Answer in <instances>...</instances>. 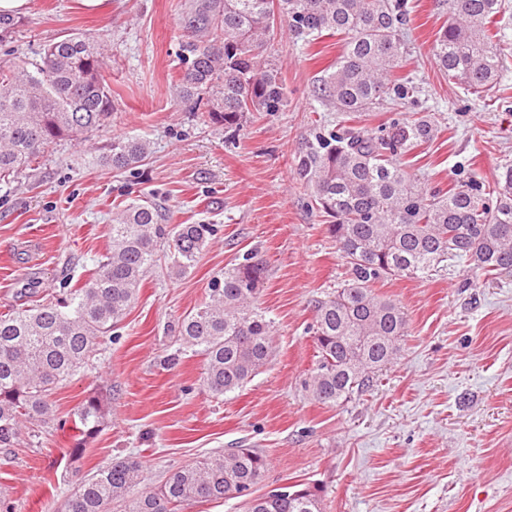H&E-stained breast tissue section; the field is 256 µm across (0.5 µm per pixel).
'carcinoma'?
<instances>
[{
	"label": "carcinoma",
	"mask_w": 512,
	"mask_h": 512,
	"mask_svg": "<svg viewBox=\"0 0 512 512\" xmlns=\"http://www.w3.org/2000/svg\"><path fill=\"white\" fill-rule=\"evenodd\" d=\"M504 0H448L450 22L433 43L440 69L479 95L498 84L508 50L497 15ZM407 0H190L180 46L178 94L205 107L206 121L237 130L248 112H278L288 89L268 59L278 22L288 19L299 38L342 35L336 69L322 80L321 97L338 112H361L389 98L415 93L396 77L407 60L402 28ZM112 87L104 75V45L94 33H71L46 43L33 64L0 67V181L26 170L44 149L80 139L112 116ZM425 117L393 122L382 137L350 127L320 134L300 153L298 174L350 267L336 294L314 305V401L338 405L373 386L393 364L408 332L395 300L374 293L388 277L425 278L450 257L466 258L477 275L512 271V169L495 196L471 180L446 192L426 190L401 158L430 139ZM149 144L112 139L107 164L138 166ZM147 197L131 201L112 224V248L78 288L43 304L0 315V445L10 446L23 424L43 428L54 420L53 386L73 376L111 336L137 299L139 288L165 246L171 267L193 268L214 224L162 223ZM267 267L254 256L224 271L209 300L181 322L183 344L205 361L202 385L220 398L242 389L274 359L273 321L255 306ZM104 417L102 397L89 396L73 412L80 433L71 455ZM268 468L255 448L215 452L169 473L157 488L136 490L142 467L117 457L79 478L63 512H181L205 499L239 498L245 512H323L321 491L256 488Z\"/></svg>",
	"instance_id": "carcinoma-1"
}]
</instances>
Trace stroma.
Returning <instances> with one entry per match:
<instances>
[{
  "label": "stroma",
  "mask_w": 512,
  "mask_h": 512,
  "mask_svg": "<svg viewBox=\"0 0 512 512\" xmlns=\"http://www.w3.org/2000/svg\"><path fill=\"white\" fill-rule=\"evenodd\" d=\"M407 2L413 98L350 116L328 108L318 85L342 52L340 37L305 41L283 22L270 49L288 105L247 113L232 136L177 94L185 0H106L99 10L32 0L0 43V63L34 61L64 34H100L115 109L106 126L58 141L0 182V314L81 284L112 246L113 217L136 197H152L168 223L219 232L187 274L162 262L147 274L113 339L53 388V425L22 429L0 447V499L12 512H57L74 473L117 457L139 460L145 486L155 488L171 469L240 446L269 461L261 491L315 485L325 512H512V274L478 282L467 261L453 259L424 279L377 283L376 293L408 315L400 359L339 405L319 404L308 390L314 304L348 268L296 169L307 141L339 124L379 136L418 112L431 117L434 135L403 163L426 188L472 177L491 187L512 167V55L504 89L467 92L432 51L447 7ZM127 135L146 139L150 152L116 173L103 158L113 137ZM249 253L267 266L257 305L274 322L277 355L243 389L216 399L178 326L208 300L212 280ZM94 394L107 398L105 417L75 460L71 413Z\"/></svg>",
  "instance_id": "stroma-1"
}]
</instances>
